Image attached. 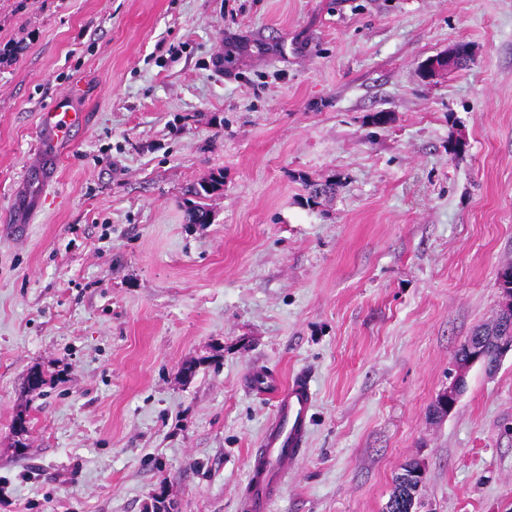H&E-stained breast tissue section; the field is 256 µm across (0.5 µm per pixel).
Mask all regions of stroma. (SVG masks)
<instances>
[{
    "mask_svg": "<svg viewBox=\"0 0 512 512\" xmlns=\"http://www.w3.org/2000/svg\"><path fill=\"white\" fill-rule=\"evenodd\" d=\"M11 39L0 512H238L258 368L316 396L269 512H382L411 460L422 512H512V358L430 413L512 263V0H0ZM459 42L472 62L423 79ZM78 82L87 124L32 167ZM310 181L335 196L307 205Z\"/></svg>",
    "mask_w": 512,
    "mask_h": 512,
    "instance_id": "obj_1",
    "label": "stroma"
}]
</instances>
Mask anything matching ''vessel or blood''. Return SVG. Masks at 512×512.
I'll list each match as a JSON object with an SVG mask.
<instances>
[{
	"label": "vessel or blood",
	"instance_id": "obj_1",
	"mask_svg": "<svg viewBox=\"0 0 512 512\" xmlns=\"http://www.w3.org/2000/svg\"><path fill=\"white\" fill-rule=\"evenodd\" d=\"M87 120V113L73 108L70 94H60L40 114V139L52 144L68 140ZM247 382L255 391L272 395L274 405L259 446L252 453L247 489L238 507L240 512H267L274 493L305 451L315 393L310 376L304 372L284 380L259 369L250 373Z\"/></svg>",
	"mask_w": 512,
	"mask_h": 512
}]
</instances>
